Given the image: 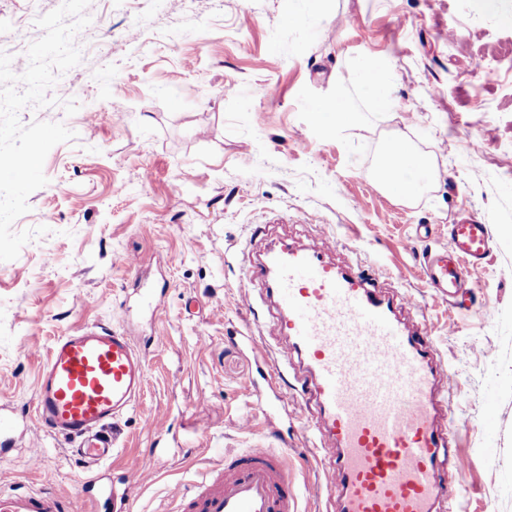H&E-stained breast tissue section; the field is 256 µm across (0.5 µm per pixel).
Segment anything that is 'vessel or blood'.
I'll return each mask as SVG.
<instances>
[{"instance_id": "b4317fda", "label": "vessel or blood", "mask_w": 512, "mask_h": 512, "mask_svg": "<svg viewBox=\"0 0 512 512\" xmlns=\"http://www.w3.org/2000/svg\"><path fill=\"white\" fill-rule=\"evenodd\" d=\"M450 246L428 252L424 272L445 301L463 308L468 268L490 251L491 230L474 215L448 226ZM332 246L282 250L250 264L267 283L279 314L271 337H248L259 375L275 383L269 340H284L283 360L298 357L293 391L274 404L315 399L312 422L326 491L334 512H444L457 493L448 477L459 465L451 446L459 420L448 401L453 382L437 360L420 318L401 319L394 301L354 265L329 260ZM145 356L125 332L102 327L58 338L39 375L34 424L73 444L95 466L112 457L105 428L140 396ZM181 512H298L287 453L263 445L232 457L223 473L193 494L176 493ZM0 512H71L52 486L0 489Z\"/></svg>"}]
</instances>
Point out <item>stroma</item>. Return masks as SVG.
<instances>
[{
	"instance_id": "35a3bbf8",
	"label": "stroma",
	"mask_w": 512,
	"mask_h": 512,
	"mask_svg": "<svg viewBox=\"0 0 512 512\" xmlns=\"http://www.w3.org/2000/svg\"><path fill=\"white\" fill-rule=\"evenodd\" d=\"M62 0H0V52L26 62L39 17ZM90 0L80 63L54 104L22 123L75 134L44 162L46 186L14 231L47 226L0 262V404L32 412L53 342L107 326L136 337L148 370L132 408L107 427L117 447L99 474L132 512H177L174 490L211 479L224 455L289 439L299 512H325L320 468L296 413L264 416L243 338L276 314L250 259L283 243L334 245L406 298L452 373L460 428L450 512H512V0ZM389 69L396 102L375 111L353 69ZM342 94L336 129L318 103ZM428 162L405 201L375 181L391 139ZM493 247L469 273L465 310L428 288L422 263L447 247L459 213ZM493 423H486V414ZM156 457L132 481V465ZM91 470L63 441L26 425L0 458V489H40L96 512Z\"/></svg>"
}]
</instances>
